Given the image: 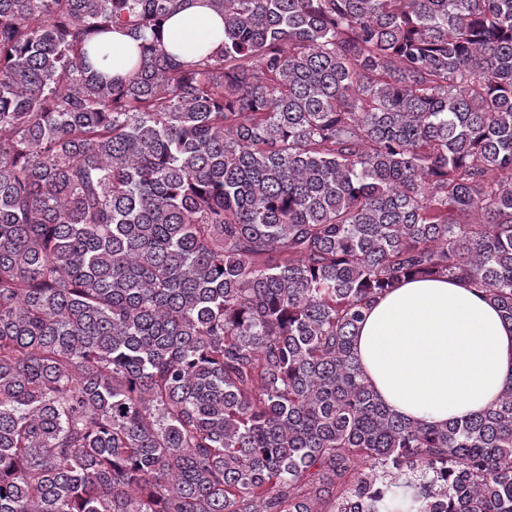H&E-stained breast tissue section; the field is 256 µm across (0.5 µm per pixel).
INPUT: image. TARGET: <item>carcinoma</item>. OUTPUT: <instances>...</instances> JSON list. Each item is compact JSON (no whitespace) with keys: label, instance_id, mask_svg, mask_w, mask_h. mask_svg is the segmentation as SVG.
Wrapping results in <instances>:
<instances>
[{"label":"carcinoma","instance_id":"1","mask_svg":"<svg viewBox=\"0 0 512 512\" xmlns=\"http://www.w3.org/2000/svg\"><path fill=\"white\" fill-rule=\"evenodd\" d=\"M184 2L0 0V512H512V378L432 425L355 354L408 277L512 322V0H209L178 60ZM224 41V19L205 0H191L170 18L163 29L166 48L181 58L202 48H215ZM139 45L127 33L112 30L96 42L91 57L97 70L112 76L123 75L126 63L138 57Z\"/></svg>","mask_w":512,"mask_h":512}]
</instances>
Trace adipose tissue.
I'll use <instances>...</instances> for the list:
<instances>
[{
  "label": "adipose tissue",
  "instance_id": "ef3b65f1",
  "mask_svg": "<svg viewBox=\"0 0 512 512\" xmlns=\"http://www.w3.org/2000/svg\"><path fill=\"white\" fill-rule=\"evenodd\" d=\"M223 40L224 19L206 0H189L163 29L166 48L182 58ZM138 54V41L117 30L97 41L91 57L97 70L118 76ZM356 356L394 413L440 425L497 401L512 375V322L462 281L406 280L366 313Z\"/></svg>",
  "mask_w": 512,
  "mask_h": 512
}]
</instances>
